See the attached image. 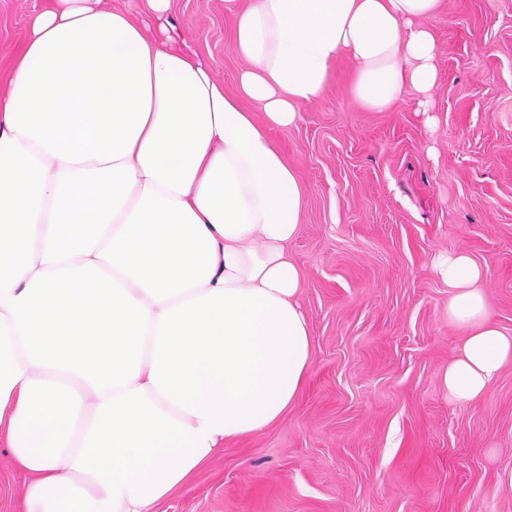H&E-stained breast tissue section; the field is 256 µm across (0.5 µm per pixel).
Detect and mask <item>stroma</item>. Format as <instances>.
I'll use <instances>...</instances> for the list:
<instances>
[{
    "instance_id": "stroma-1",
    "label": "stroma",
    "mask_w": 512,
    "mask_h": 512,
    "mask_svg": "<svg viewBox=\"0 0 512 512\" xmlns=\"http://www.w3.org/2000/svg\"><path fill=\"white\" fill-rule=\"evenodd\" d=\"M248 0H171L173 45L238 93L234 24ZM46 0H0V85ZM436 126L403 88L386 112L339 60L295 126L270 134L305 189L289 245L305 274L306 382L282 420L226 442L155 512H512V365L461 404L442 379L468 335L432 268L468 254L487 319L512 335V0H442L432 20ZM25 475L0 447V512Z\"/></svg>"
}]
</instances>
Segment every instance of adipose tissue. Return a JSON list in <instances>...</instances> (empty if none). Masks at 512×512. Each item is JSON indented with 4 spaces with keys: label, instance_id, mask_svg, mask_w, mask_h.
<instances>
[{
    "label": "adipose tissue",
    "instance_id": "obj_1",
    "mask_svg": "<svg viewBox=\"0 0 512 512\" xmlns=\"http://www.w3.org/2000/svg\"><path fill=\"white\" fill-rule=\"evenodd\" d=\"M51 0L0 93V444L23 512H152L225 442L278 423L312 362L289 258L304 190L268 129L318 100L339 58L351 95L428 109L441 0H250L239 75L264 119L152 20ZM470 334L449 398H484L512 363L483 270L440 255Z\"/></svg>",
    "mask_w": 512,
    "mask_h": 512
}]
</instances>
